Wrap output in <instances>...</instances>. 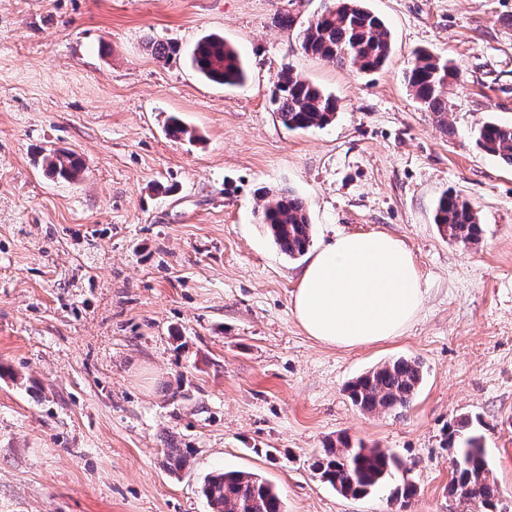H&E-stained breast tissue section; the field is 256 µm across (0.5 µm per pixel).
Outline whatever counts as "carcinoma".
Instances as JSON below:
<instances>
[{
  "label": "carcinoma",
  "instance_id": "1",
  "mask_svg": "<svg viewBox=\"0 0 512 512\" xmlns=\"http://www.w3.org/2000/svg\"><path fill=\"white\" fill-rule=\"evenodd\" d=\"M302 49L341 68L377 71L387 62L391 33L382 18L363 6L362 0H328L324 9L299 32ZM191 63L206 79L224 85H241L246 70L235 49L220 36L196 45ZM458 71L448 61L423 51L413 52L405 81L425 111L444 123L448 111L445 89ZM271 103L288 129L323 128L338 111L335 97L283 70L271 92ZM475 144L485 153L512 166V125L488 123L475 133ZM46 174L65 180L82 171L80 159L65 151L43 156ZM259 223L267 226L280 251L290 258L303 255L311 242V224L302 199L289 190L267 192ZM434 223L443 236L462 243L475 242L483 233L471 204L455 193H443L434 210ZM421 363L399 357L377 366L347 386L351 403L363 412L401 414L410 405L422 382ZM456 448L455 466L448 494L466 503L476 502L484 512H496L501 498L498 484L489 478L483 435L468 415L460 417L448 436ZM402 467L392 453L354 445L346 437L328 443L312 463L321 481L343 496L364 497L388 483ZM203 494L213 512H284L279 491L249 472L221 471L206 476Z\"/></svg>",
  "mask_w": 512,
  "mask_h": 512
}]
</instances>
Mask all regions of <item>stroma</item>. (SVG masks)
Instances as JSON below:
<instances>
[{"mask_svg": "<svg viewBox=\"0 0 512 512\" xmlns=\"http://www.w3.org/2000/svg\"><path fill=\"white\" fill-rule=\"evenodd\" d=\"M323 5L0 0V512H211L203 481L222 468L259 474L285 512H480L448 493L463 415L512 512V167L472 139L512 125V0H366L392 38L367 73L302 50ZM211 34L243 85L191 66ZM417 49L458 68L444 123L405 82ZM285 68L336 97L330 125L279 122ZM49 149L80 158L78 179L43 173ZM265 187L303 199L311 249L371 231L406 245L425 295L402 336L346 349L303 331L306 261L259 224ZM446 191L473 205L477 243L434 224ZM399 356L424 369L410 407L359 411L347 385ZM344 434L401 460L407 506L320 480L314 455ZM169 447L191 451L180 473Z\"/></svg>", "mask_w": 512, "mask_h": 512, "instance_id": "1", "label": "stroma"}]
</instances>
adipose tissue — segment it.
<instances>
[{"label": "adipose tissue", "instance_id": "ef3b65f1", "mask_svg": "<svg viewBox=\"0 0 512 512\" xmlns=\"http://www.w3.org/2000/svg\"><path fill=\"white\" fill-rule=\"evenodd\" d=\"M423 297L422 277L402 241L380 232L345 234L307 262L293 311L308 336L351 348L402 335Z\"/></svg>", "mask_w": 512, "mask_h": 512}]
</instances>
